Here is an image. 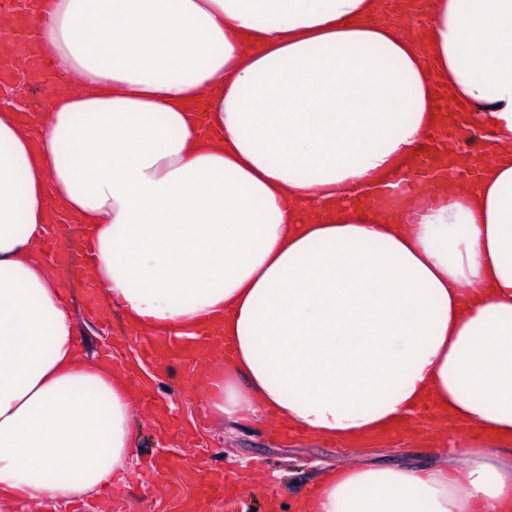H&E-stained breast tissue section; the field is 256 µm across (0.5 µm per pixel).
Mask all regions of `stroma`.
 <instances>
[{
	"label": "stroma",
	"mask_w": 512,
	"mask_h": 512,
	"mask_svg": "<svg viewBox=\"0 0 512 512\" xmlns=\"http://www.w3.org/2000/svg\"><path fill=\"white\" fill-rule=\"evenodd\" d=\"M78 317L81 343L89 355L111 350L116 363L136 359L137 343L120 314L110 321L90 317L85 310V286L68 284ZM138 376L153 377L148 400L135 410L138 418L136 475L121 493L89 494L82 503H58L49 512H186L211 473L232 475L243 465L256 467V488L239 497L208 503L205 512H264L263 498L275 493L283 501L282 512H292L295 495L316 478L318 469L349 459L348 451L309 437L291 444L275 438L271 426L259 428L219 424L201 410L202 394L187 390V374L179 361H171L167 373L147 364Z\"/></svg>",
	"instance_id": "stroma-1"
}]
</instances>
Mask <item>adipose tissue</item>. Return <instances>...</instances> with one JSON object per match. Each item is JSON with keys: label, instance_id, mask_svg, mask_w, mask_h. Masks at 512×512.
Masks as SVG:
<instances>
[{"label": "adipose tissue", "instance_id": "1", "mask_svg": "<svg viewBox=\"0 0 512 512\" xmlns=\"http://www.w3.org/2000/svg\"><path fill=\"white\" fill-rule=\"evenodd\" d=\"M57 82L0 109V512L124 480L132 369L88 357L44 243L75 219L138 336H196L208 408L451 461L318 473L296 512H512V0H28ZM480 130L418 209L446 122ZM230 350L217 361L219 346Z\"/></svg>", "mask_w": 512, "mask_h": 512}]
</instances>
